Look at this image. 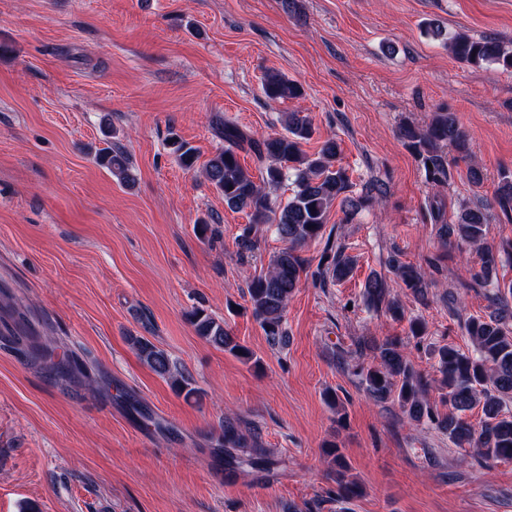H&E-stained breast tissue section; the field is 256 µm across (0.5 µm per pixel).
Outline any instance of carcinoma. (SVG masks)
I'll use <instances>...</instances> for the list:
<instances>
[{
	"mask_svg": "<svg viewBox=\"0 0 512 512\" xmlns=\"http://www.w3.org/2000/svg\"><path fill=\"white\" fill-rule=\"evenodd\" d=\"M429 32L436 39L448 43L452 56L471 67L496 66L512 71V50L494 37L471 38L466 35H448L443 28L429 24ZM262 90L272 102L292 100L302 96V87L276 73L264 76ZM224 139V148L214 154L203 169L205 179L221 194L224 204L232 211H246L251 223L237 236L238 253L250 254L258 249L253 225L272 224L285 247L272 255L267 271L252 278L247 285L251 312L263 330L270 347L286 342L284 327L288 302L300 287L305 271L298 251L306 243L323 233L329 210L340 201L346 217L356 214L373 200L370 192L354 198L349 195L353 182L341 164V146L334 137L325 139L318 151L308 155L302 144L312 139L315 130L307 115L294 111L287 114L284 132L254 139L234 122L221 116L212 121ZM400 138L423 166L427 177L442 184L450 177L448 153L468 163L467 176L471 183L483 180L482 170L474 160V144L452 112L442 110L434 114L424 128L405 123L399 128ZM170 145L178 162L190 169L196 162L195 151L187 143L172 138ZM251 151L263 164L259 169L261 180L244 166L239 152ZM97 161L123 183L131 181V159L117 143H109L99 150ZM292 173L295 190L284 203L270 196L278 188L286 173ZM496 203L507 215L512 213V174L501 175ZM490 215L482 205L462 208L450 224L439 228L442 237L457 240L483 252L479 270L473 279L493 289L495 310L484 316H470L464 321L466 336L473 347L464 353L454 345L437 349L435 373L439 378L417 370L404 353L398 338L379 340L367 337L360 342V351L369 353L370 363L354 366L367 395L376 402H391L399 407L411 424L429 422L448 435L456 447L471 450L480 465L512 461V415L505 411L512 400V309L508 296L512 285L502 290L497 278L500 255L485 245L486 228ZM404 287L414 297L424 301L428 294L426 273L416 267L392 258L388 261ZM354 260L341 249L323 257L319 275L322 279L341 282L352 273ZM368 305L383 310L395 319L404 318V309L392 296L386 280L374 274L364 285ZM196 334L209 344L230 355L260 363L254 352L240 344L224 322L210 316L203 309L189 314ZM131 343L139 359L153 372L167 379L174 390L189 399L197 390L189 378L178 370L168 353L143 336H134ZM436 389L441 405L448 412L441 414L429 401V392ZM481 409V419L475 424L467 412ZM224 464L228 469L243 465L267 470L277 464L274 453L264 447L259 437L240 427L229 416L224 417ZM328 476L336 484V501L348 503L361 493V487L352 479L350 468L335 443L326 447Z\"/></svg>",
	"mask_w": 512,
	"mask_h": 512,
	"instance_id": "cac0c4a2",
	"label": "carcinoma"
}]
</instances>
